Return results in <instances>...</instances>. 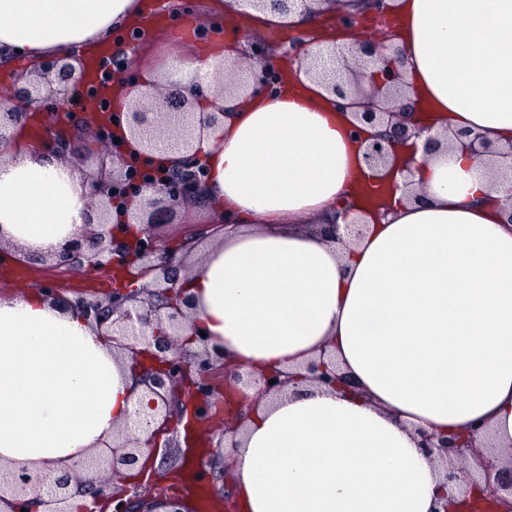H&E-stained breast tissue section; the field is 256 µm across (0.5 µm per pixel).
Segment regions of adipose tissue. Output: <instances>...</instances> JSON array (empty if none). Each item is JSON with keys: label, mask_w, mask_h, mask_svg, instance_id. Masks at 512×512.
<instances>
[{"label": "adipose tissue", "mask_w": 512, "mask_h": 512, "mask_svg": "<svg viewBox=\"0 0 512 512\" xmlns=\"http://www.w3.org/2000/svg\"><path fill=\"white\" fill-rule=\"evenodd\" d=\"M408 102L440 147L415 139L370 169L351 114L312 76L273 94L209 96L197 146L203 203L237 217L181 285L186 335L203 331L241 370L304 376L327 359L345 381L253 410L225 461L241 512H470L481 459L512 451V172L446 138L512 144V0H389ZM365 0H307L259 23H310ZM138 0H0V67L15 52L67 56L111 41ZM222 55L159 72L225 80ZM0 145V230L22 256L83 229L87 182L68 156ZM361 237L348 233L350 222ZM143 388L80 309L35 289L0 295V465L56 478L131 423ZM473 432L468 485L448 481L420 433Z\"/></svg>", "instance_id": "adipose-tissue-1"}]
</instances>
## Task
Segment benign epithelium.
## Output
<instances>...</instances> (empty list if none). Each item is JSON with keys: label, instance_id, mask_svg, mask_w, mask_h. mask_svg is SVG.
I'll return each instance as SVG.
<instances>
[{"label": "benign epithelium", "instance_id": "benign-epithelium-1", "mask_svg": "<svg viewBox=\"0 0 512 512\" xmlns=\"http://www.w3.org/2000/svg\"><path fill=\"white\" fill-rule=\"evenodd\" d=\"M255 11L269 7L287 12L304 4V0H245ZM359 67L378 65L370 72L371 102L355 113L358 125L387 124L389 133L376 136L365 146V161L371 168L385 165L396 146L419 137L425 130L421 121H412L419 113L398 104L404 97L402 74L397 66L401 55L390 36L383 41L354 40ZM255 55L260 70L241 76L239 88L247 90L256 85L267 91L280 83L281 64L259 47ZM34 72L41 78L55 76L63 87L82 83L83 62L77 55L49 58L38 63ZM32 72V73H34ZM25 70L10 72V92L0 97V103H22L29 112L46 108L49 122L47 132L60 148L75 147L71 139L73 114L67 111L68 100L58 95L46 97L38 83ZM314 73L336 96V108L348 111L353 102L348 100V87L361 92L358 81L346 83L337 76L336 69L324 65L314 67ZM170 84L175 89L159 96L147 106L129 113L128 127L133 137L143 145H151L165 128L182 143L185 156L181 163L161 175L132 162L112 140L108 125L94 127V139L101 154V164L85 195L86 224L81 235L67 240L59 252L48 257L59 266H65L86 276L103 270L122 274L121 281L99 299L90 293L70 300L64 289L41 286L45 296L65 304H74L97 329L102 338L120 352L131 353V368L140 373V381L149 396V411L136 412L141 428L138 435L120 433L106 450L78 461L54 480L33 477L25 469L0 467V505L6 512H68L70 487H91L92 502L85 512H143L144 498L137 487L114 489V477L124 478L126 472L138 463L140 449L156 453L170 447L165 439L185 424L186 430L198 431L212 421L216 400L222 388L231 383L227 359L207 349L193 351L189 341H204L196 334L183 335L190 320L191 304L179 287L180 274L187 268V259L199 233L183 238L170 247L161 240L158 228L174 207L198 198L206 170L196 161L195 141L201 130L214 123L213 113L199 112L180 90L178 81ZM458 143L477 157L494 156L512 168V145L507 149L492 146L483 136L467 132L458 135ZM309 379L332 390L341 384L336 367L325 361L307 366ZM296 379L274 371L254 380L264 396L281 392ZM248 408L235 406L224 420V433H236L242 426ZM419 445L435 448L441 459L453 455L466 459L474 448L472 439L460 434L435 438L420 433ZM506 491L509 498L498 495ZM159 501L166 512H186L180 499L165 490L150 495ZM486 499L493 503L491 512H512V482L498 486L488 485Z\"/></svg>", "mask_w": 512, "mask_h": 512}]
</instances>
